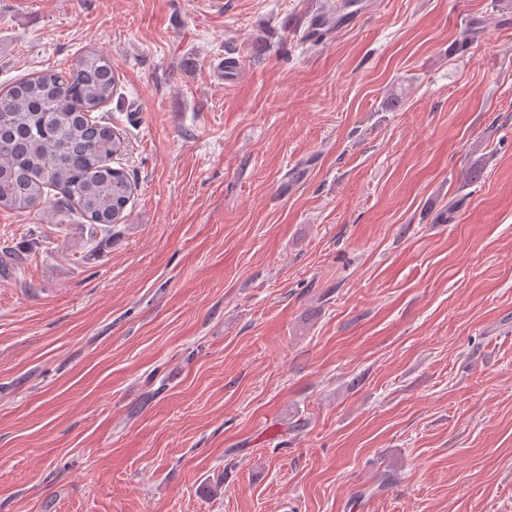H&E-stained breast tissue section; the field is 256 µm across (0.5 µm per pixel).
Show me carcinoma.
<instances>
[{
	"label": "carcinoma",
	"mask_w": 512,
	"mask_h": 512,
	"mask_svg": "<svg viewBox=\"0 0 512 512\" xmlns=\"http://www.w3.org/2000/svg\"><path fill=\"white\" fill-rule=\"evenodd\" d=\"M355 2L342 0L334 21L315 17L303 39L321 40ZM116 87L111 61L87 51L64 70L46 69L0 90V209H65L94 233L123 223L136 185L112 161L125 153V138L93 116Z\"/></svg>",
	"instance_id": "cac0c4a2"
}]
</instances>
